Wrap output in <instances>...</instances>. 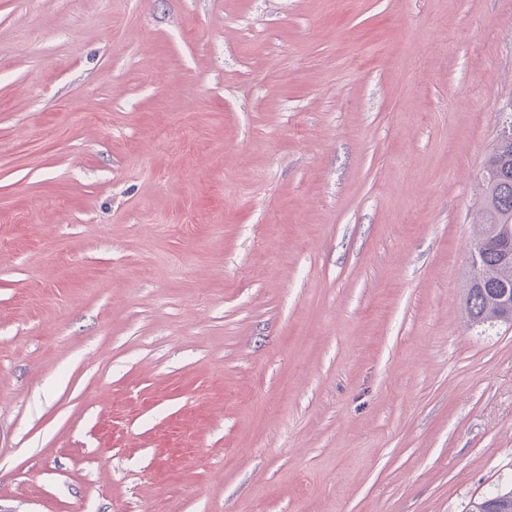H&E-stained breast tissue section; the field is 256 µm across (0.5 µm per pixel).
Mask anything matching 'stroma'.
I'll return each instance as SVG.
<instances>
[{
    "label": "stroma",
    "instance_id": "35a3bbf8",
    "mask_svg": "<svg viewBox=\"0 0 512 512\" xmlns=\"http://www.w3.org/2000/svg\"><path fill=\"white\" fill-rule=\"evenodd\" d=\"M512 0H0V512H470L465 313Z\"/></svg>",
    "mask_w": 512,
    "mask_h": 512
}]
</instances>
